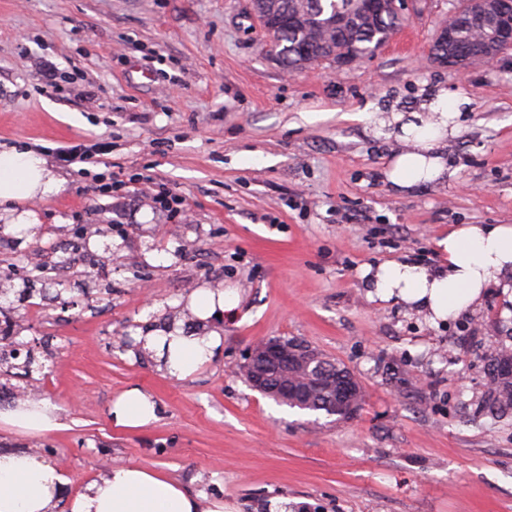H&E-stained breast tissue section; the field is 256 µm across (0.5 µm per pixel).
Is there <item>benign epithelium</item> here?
<instances>
[{"label": "benign epithelium", "mask_w": 512, "mask_h": 512, "mask_svg": "<svg viewBox=\"0 0 512 512\" xmlns=\"http://www.w3.org/2000/svg\"><path fill=\"white\" fill-rule=\"evenodd\" d=\"M473 9L479 19L495 29V40L502 39L512 47V0H473ZM249 359L251 362L246 368L249 384L261 394L285 404L296 405L306 398V389L288 379V374L299 367H313L309 385L326 388L330 383L325 375L327 358L296 339L260 340L252 348ZM338 399L340 408L348 411V416L356 414L360 397L354 396L352 391H341Z\"/></svg>", "instance_id": "benign-epithelium-1"}]
</instances>
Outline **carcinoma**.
Here are the masks:
<instances>
[{"mask_svg":"<svg viewBox=\"0 0 512 512\" xmlns=\"http://www.w3.org/2000/svg\"><path fill=\"white\" fill-rule=\"evenodd\" d=\"M264 7L278 17L277 28L272 33L270 53L291 71L306 64L333 61L350 50L361 58L370 57L405 22L404 16L391 9L367 14L362 11L360 0H264ZM305 13L312 14V19L320 28L328 27L330 19L338 14L346 17V23L331 31L329 39L319 41L297 20ZM445 26L456 28V38L450 47L440 35H435L431 54L437 62L474 54L483 46L481 25L470 17V0H458V6L448 17ZM487 370L495 386L485 400V408L491 414L511 411L512 353L505 350L489 356ZM304 409L328 417L345 418L344 412L330 408L328 393H313Z\"/></svg>","mask_w":512,"mask_h":512,"instance_id":"cac0c4a2","label":"carcinoma"}]
</instances>
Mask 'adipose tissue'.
Here are the masks:
<instances>
[{
	"mask_svg": "<svg viewBox=\"0 0 512 512\" xmlns=\"http://www.w3.org/2000/svg\"><path fill=\"white\" fill-rule=\"evenodd\" d=\"M468 97L449 99L444 88L433 90L421 111L406 116L391 113L389 119L367 113L376 131L388 125L399 130L401 146L384 172L391 188L399 193L444 179L448 158L443 147L459 131L457 119ZM63 181L47 160L32 150H0V221L18 233L37 225L27 204L60 191ZM446 259L428 268L409 260H392L365 267L362 275L369 296L396 300L443 322L478 305L488 285L512 289V225L460 224L439 240ZM222 335L184 334L180 326L152 329L143 338L144 349L158 368L178 380L192 376L211 362ZM115 426L137 430L157 421V404L141 388L132 387L112 403ZM44 435L60 428L58 407L47 400H26L0 411V427ZM67 479L56 466L34 453H0V512H56L67 501L69 512H226L224 501L186 493L179 483L151 469L115 463L101 477L88 483L72 499H65Z\"/></svg>",
	"mask_w": 512,
	"mask_h": 512,
	"instance_id": "1",
	"label": "adipose tissue"
}]
</instances>
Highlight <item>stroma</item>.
<instances>
[{"mask_svg":"<svg viewBox=\"0 0 512 512\" xmlns=\"http://www.w3.org/2000/svg\"><path fill=\"white\" fill-rule=\"evenodd\" d=\"M402 35L369 59L283 68L252 0H0V147L41 151L64 180L28 204L32 237L0 223V306L34 359L27 384L62 410L44 436L0 429V451L57 464L73 495L112 462L150 468L235 512H512V414L486 415V357L512 350V299L432 324L370 300L364 267L438 266L455 224H512V53L465 71L430 55L454 0H408ZM57 68L59 93L45 88ZM470 99L448 177L395 193L397 149L361 113ZM77 147L84 161L61 162ZM120 173L122 190L94 193ZM182 196L155 203L151 182ZM201 288L234 290L219 355L179 381L138 333L181 322ZM294 337L363 390L331 421L253 391L261 338ZM137 386L159 419L113 426Z\"/></svg>","mask_w":512,"mask_h":512,"instance_id":"obj_1","label":"stroma"}]
</instances>
